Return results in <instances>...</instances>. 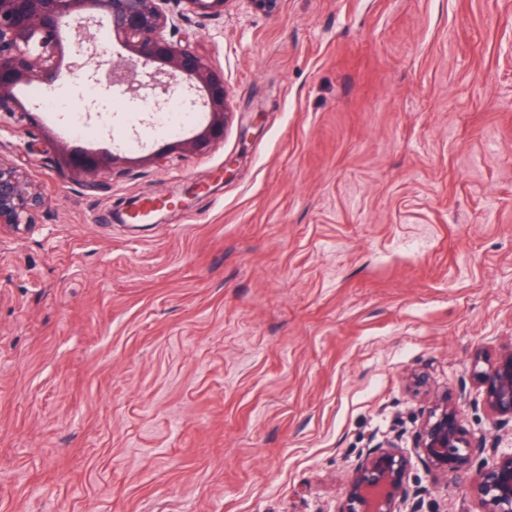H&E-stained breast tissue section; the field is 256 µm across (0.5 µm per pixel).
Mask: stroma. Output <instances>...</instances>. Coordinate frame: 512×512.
Instances as JSON below:
<instances>
[{
  "mask_svg": "<svg viewBox=\"0 0 512 512\" xmlns=\"http://www.w3.org/2000/svg\"><path fill=\"white\" fill-rule=\"evenodd\" d=\"M180 35L230 96L208 151L90 87L0 121L44 198L0 228V512H340L369 448H411L413 371L512 446L470 380L512 342V0H227ZM89 100L97 148L161 164L61 171ZM176 185L166 223L114 221ZM408 484L477 508L420 462Z\"/></svg>",
  "mask_w": 512,
  "mask_h": 512,
  "instance_id": "stroma-1",
  "label": "stroma"
}]
</instances>
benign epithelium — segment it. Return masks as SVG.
<instances>
[{
  "mask_svg": "<svg viewBox=\"0 0 512 512\" xmlns=\"http://www.w3.org/2000/svg\"><path fill=\"white\" fill-rule=\"evenodd\" d=\"M228 0H0V118L22 128L44 103L16 95L20 86L51 92L81 80L114 95L140 100L147 118L164 111L173 98L190 111L208 116L199 133L176 141L188 152H205L224 138L231 112L224 74L181 41L170 40L189 14L203 17L224 13ZM107 19L108 44L128 55L105 59L93 35L98 15ZM71 20L74 36L65 41L62 24ZM73 59L68 74L60 60ZM125 162L119 153H72L57 145L56 164L72 178L91 181ZM42 206L20 171L0 161V224H33ZM478 396L499 427L512 426V344L494 359L475 356L471 373ZM452 479L469 480L478 512H512V449L489 445L469 433L464 415L448 392L432 396L421 413L413 451L392 445L370 449L346 483L341 512H401L409 496L411 459ZM480 466L472 468L473 459Z\"/></svg>",
  "mask_w": 512,
  "mask_h": 512,
  "instance_id": "1",
  "label": "benign epithelium"
}]
</instances>
